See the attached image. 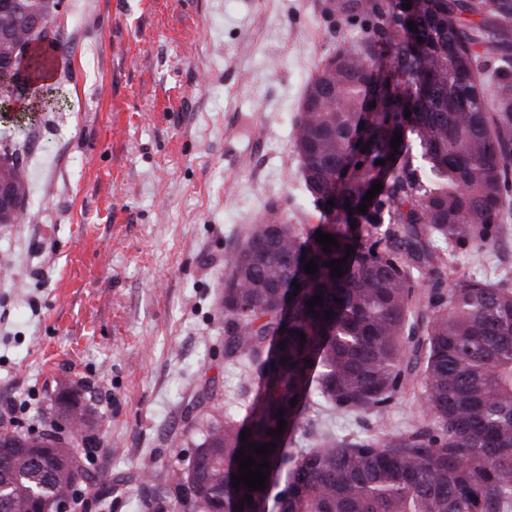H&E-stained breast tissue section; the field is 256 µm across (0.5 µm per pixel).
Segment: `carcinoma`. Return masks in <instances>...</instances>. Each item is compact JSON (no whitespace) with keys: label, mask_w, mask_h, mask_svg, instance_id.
<instances>
[{"label":"carcinoma","mask_w":512,"mask_h":512,"mask_svg":"<svg viewBox=\"0 0 512 512\" xmlns=\"http://www.w3.org/2000/svg\"><path fill=\"white\" fill-rule=\"evenodd\" d=\"M404 3L324 0L362 36L322 60L298 107L293 146L318 224H290L273 205L224 253V367L242 383L231 409L214 379L197 385L191 440L172 444L203 449L198 473L139 475L149 512H512V273L456 265L458 251L486 253L512 234V0ZM4 159L22 206L24 164ZM318 231L335 236L331 252ZM406 399L419 406L410 426L387 428ZM51 410L41 435L0 426V440L70 447L66 469L88 481L76 448L93 447L91 409ZM338 417L357 430L336 433ZM246 428L245 454L276 444L254 455L270 462L262 490L231 486ZM299 433L308 445L286 447ZM59 491L56 469L0 454V512H39Z\"/></svg>","instance_id":"carcinoma-1"}]
</instances>
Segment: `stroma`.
I'll use <instances>...</instances> for the list:
<instances>
[{
    "mask_svg": "<svg viewBox=\"0 0 512 512\" xmlns=\"http://www.w3.org/2000/svg\"><path fill=\"white\" fill-rule=\"evenodd\" d=\"M56 20L60 102L18 149L30 193L0 224V424L40 432L58 384L100 425L86 465L109 507L146 512L134 477L192 451L201 377L234 392L216 283L269 205L311 211L295 116L321 60L361 36L324 0H80Z\"/></svg>",
    "mask_w": 512,
    "mask_h": 512,
    "instance_id": "1",
    "label": "stroma"
}]
</instances>
